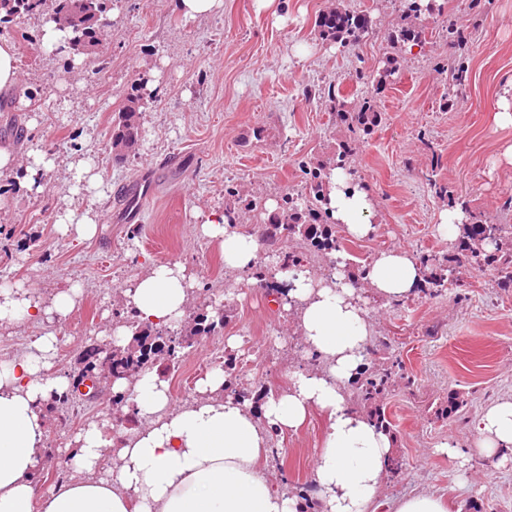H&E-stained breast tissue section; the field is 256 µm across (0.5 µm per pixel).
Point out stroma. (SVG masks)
<instances>
[{
    "instance_id": "35a3bbf8",
    "label": "stroma",
    "mask_w": 512,
    "mask_h": 512,
    "mask_svg": "<svg viewBox=\"0 0 512 512\" xmlns=\"http://www.w3.org/2000/svg\"><path fill=\"white\" fill-rule=\"evenodd\" d=\"M99 51L78 64L77 52L47 51L40 37L56 7L40 13L0 12V42L15 49L20 83L0 97V143L18 165L39 149L56 166L42 190L22 187L17 173L0 174V278L51 298L72 285L78 307L52 323L59 350L55 371L71 373L87 344L108 343L117 322L115 296L154 263H180L194 274V303L222 300L228 320L226 353L241 360V390L250 399L283 389L303 369L287 359L295 338L292 316L270 302L268 288H249L247 273H226L224 258L200 226L232 205L227 187L264 199V209L240 219V230L266 223L282 195L305 191L304 166L335 160L352 148L354 182L374 201L376 231L350 238L355 257L342 267L360 277L377 253L403 247L422 256L450 251L440 214L464 206L467 216L512 224V125L498 126L503 85L512 80V0H428L420 42L405 44L390 76H382L388 38L397 33L407 0H223L211 15L184 19L173 0H101ZM338 6L368 16L352 45L323 39L318 15ZM143 97V141L115 161L107 148L112 122L132 87ZM371 102L379 121L350 133L332 102ZM90 162L100 189H75L71 164ZM448 186L441 198L431 181ZM91 213L93 238L62 235L64 210ZM456 284L438 297L415 292L395 306L367 293L363 305L371 342L401 361L404 378L384 403L391 416L393 452L404 470L388 480L376 512L418 493L443 497L449 512H512V463L475 449L482 413L512 398V288L498 286L493 267L462 266ZM208 341L195 342L170 393L182 404L201 378ZM456 393L461 416L438 407ZM101 401H80L48 412V452L37 479L56 483L59 462L77 432L105 421ZM325 418L313 413L293 434H274L278 459L260 466L277 485L306 493L319 454ZM454 450H446L448 440Z\"/></svg>"
}]
</instances>
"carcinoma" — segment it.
<instances>
[{
  "instance_id": "1",
  "label": "carcinoma",
  "mask_w": 512,
  "mask_h": 512,
  "mask_svg": "<svg viewBox=\"0 0 512 512\" xmlns=\"http://www.w3.org/2000/svg\"><path fill=\"white\" fill-rule=\"evenodd\" d=\"M45 0H0V9L7 15H30L42 10ZM57 12L68 13L72 22L67 26L68 37L59 45L61 51L67 47L74 51H86L97 47L98 15L101 13L99 0H59ZM320 33L327 39L339 40L346 44L356 43L365 29L368 20L363 15H355L338 8L321 13L316 20ZM140 95L130 93L122 111L118 113L112 126V154L122 160L134 152L142 139L140 122ZM340 116L348 121L351 131L362 127L366 130L377 121V113L371 105H364L360 112H342ZM325 195V168L309 171L303 202L294 196L282 199L279 211L268 217L263 229V243L276 245L286 237L294 242V248L278 253L277 264L297 268L302 265L307 253H320L333 257L344 250L336 235V225L327 220L322 203ZM512 234L511 224H467L454 246V254L428 255L421 258V264L428 270L426 284L422 292L437 296L448 286L456 267L467 264L473 268L492 266L498 272L499 283L504 288H512V249L489 252L486 246L498 244L505 234ZM227 314L224 307L211 300L200 305L187 320L190 336H217L224 330ZM126 323L131 331L127 345L112 349V368L121 373L136 370L161 368L169 375L178 370L184 345L177 344L164 351L167 326L153 325L141 321L136 312L126 309ZM224 372V391L240 400L247 393L238 389L240 375L236 358L228 356L221 365ZM402 366L397 362L375 359L367 363L360 376L352 383L353 396L357 403L367 408L366 416L378 428L391 431L392 422L379 404V399L400 375Z\"/></svg>"
}]
</instances>
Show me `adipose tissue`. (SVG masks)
I'll return each mask as SVG.
<instances>
[{
  "label": "adipose tissue",
  "mask_w": 512,
  "mask_h": 512,
  "mask_svg": "<svg viewBox=\"0 0 512 512\" xmlns=\"http://www.w3.org/2000/svg\"><path fill=\"white\" fill-rule=\"evenodd\" d=\"M372 207L365 190L351 185L343 170H332L325 205L330 221L365 238L375 230L367 219ZM202 231L217 240L226 269L259 266L260 229L232 230L213 215ZM423 279L420 262L401 248L379 253L365 273L368 287L388 302L409 297ZM192 289L183 267L157 263L121 296L140 320L168 325L183 316ZM79 296V288L70 287L47 301L34 289L1 283L0 326L67 317ZM281 307L295 311L297 332L323 360L322 370L293 374L258 410L225 397L219 370L199 380L193 402L179 405L158 371L130 387L116 382L114 391L130 393L137 425L116 437L106 425L88 423L72 451L77 478L46 492L35 480L45 455L43 405L70 386L53 371L55 331L0 362V512H302L299 498L280 491L259 463L269 453L270 432L295 433L316 410L327 417L311 476L317 512H375L393 440L352 407L346 393L370 336L357 288L344 278L334 282L300 270ZM478 431L481 448L512 462V399L488 407Z\"/></svg>",
  "instance_id": "adipose-tissue-1"
}]
</instances>
